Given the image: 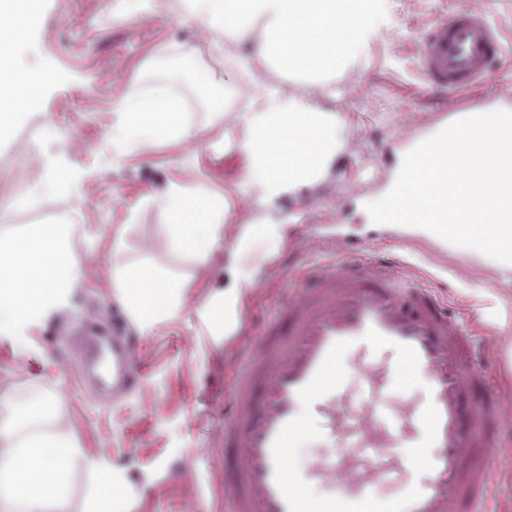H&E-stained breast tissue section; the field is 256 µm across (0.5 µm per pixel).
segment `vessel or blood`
<instances>
[{"instance_id": "obj_1", "label": "vessel or blood", "mask_w": 512, "mask_h": 512, "mask_svg": "<svg viewBox=\"0 0 512 512\" xmlns=\"http://www.w3.org/2000/svg\"><path fill=\"white\" fill-rule=\"evenodd\" d=\"M504 40L488 13L459 5L421 30L422 73L436 88H474L501 66ZM483 111L474 99L455 102L447 116L406 134L404 148ZM319 241L345 253L301 271L298 289L282 301L286 329L253 339L242 313L224 338L225 347L249 353L225 377L233 411L224 446L234 461L224 476L227 512H492L490 456L503 448L493 424L507 394L488 367L496 353L488 328L449 306L412 267L358 258L351 239L335 233ZM59 342L77 351L81 383L111 390L113 401L142 386L121 313L107 322L87 313ZM353 374L364 384L357 397L344 390ZM419 380L424 403L400 398ZM316 418L335 452L294 466L295 443ZM384 484L399 485L400 497L379 498ZM316 485L330 495H311Z\"/></svg>"}]
</instances>
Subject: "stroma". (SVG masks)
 Instances as JSON below:
<instances>
[{"instance_id":"35a3bbf8","label":"stroma","mask_w":512,"mask_h":512,"mask_svg":"<svg viewBox=\"0 0 512 512\" xmlns=\"http://www.w3.org/2000/svg\"><path fill=\"white\" fill-rule=\"evenodd\" d=\"M459 0H383L372 39L324 85L309 88L316 102L335 111L340 151L335 164L308 190L274 204L246 198L241 185L244 159L224 149V133L240 113L213 114V97L188 92L195 110V137L187 143L154 141L125 144L113 136L120 97L140 94L153 58L162 74L179 82L184 51L197 49L203 63L231 74L241 111L257 93L224 55L225 43L200 36L181 18V0H153L149 14L126 16L124 0H42L24 58L47 76L36 104L23 108L11 134L0 140V210L26 223V209L12 195L14 177L29 165L26 134L42 148L36 174L75 173L72 187L48 196L49 222L71 227L79 264L72 290L38 321L0 331V393L30 407L41 392L53 394L61 426L84 457L101 461L120 476L116 496L123 512H224V420L226 366L242 363L245 350H225L211 335L204 313L234 263L251 280L256 330L280 317V292L295 288L289 266L269 274L270 260L287 241L306 249L300 260L321 263L333 255L317 242L314 225L342 221L343 231L360 239V254L372 256L393 244L380 238L379 225L365 210L371 191L383 187L385 159L400 148L401 135L431 124L449 100L419 70L415 44L423 25L447 16ZM179 184L205 186L224 195V237L206 263L172 252L160 234L168 215L153 193ZM273 222L279 240L255 237L238 249L242 225ZM145 266L185 286L183 303L171 317L148 325L127 322L144 367L141 389L112 404L75 382L77 354L56 343V329L96 308L111 315L118 301V277L129 266ZM448 301L476 311L494 333L504 354L512 353V266L474 258L455 248L439 271Z\"/></svg>"}]
</instances>
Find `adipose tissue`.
I'll list each match as a JSON object with an SVG mask.
<instances>
[{
	"instance_id": "adipose-tissue-1",
	"label": "adipose tissue",
	"mask_w": 512,
	"mask_h": 512,
	"mask_svg": "<svg viewBox=\"0 0 512 512\" xmlns=\"http://www.w3.org/2000/svg\"><path fill=\"white\" fill-rule=\"evenodd\" d=\"M381 0H183L182 19L212 37L250 44L268 67L303 83H322L366 43ZM40 14V0H0V139L8 136L17 108L33 104L43 76L21 66L17 52ZM186 100L157 79L148 92L124 98L115 124L124 141H185L193 130ZM247 161L242 185L267 204L312 187L339 151L336 116L305 95L263 89L225 140ZM169 216L161 234L169 247L206 261L224 233V198L204 188L174 185L154 194ZM78 263L65 224L0 225V329L41 318L77 279ZM224 289L207 313L214 335L237 318L248 280L227 266ZM118 297L135 323L146 325L175 311L181 286L172 278L129 268ZM38 415L23 416L14 397L0 394V502L23 512H69L71 474L84 467L91 481L88 512L111 499L112 474L82 462L69 434L53 430V400L37 399Z\"/></svg>"
}]
</instances>
